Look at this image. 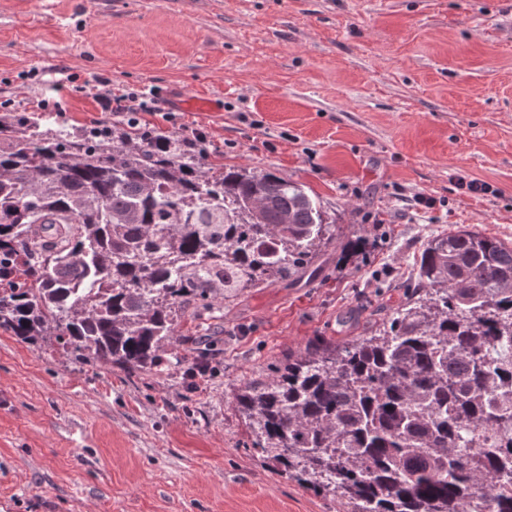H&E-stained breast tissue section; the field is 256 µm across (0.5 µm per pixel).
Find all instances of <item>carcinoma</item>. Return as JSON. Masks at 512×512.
<instances>
[{"instance_id": "obj_1", "label": "carcinoma", "mask_w": 512, "mask_h": 512, "mask_svg": "<svg viewBox=\"0 0 512 512\" xmlns=\"http://www.w3.org/2000/svg\"><path fill=\"white\" fill-rule=\"evenodd\" d=\"M305 186L204 169L179 140L0 118V330L129 374L208 366L185 315L315 277L333 239ZM379 333L322 336L240 385L252 447L346 512H512V244L429 238Z\"/></svg>"}]
</instances>
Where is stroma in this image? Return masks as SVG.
Returning <instances> with one entry per match:
<instances>
[{
  "label": "stroma",
  "instance_id": "35a3bbf8",
  "mask_svg": "<svg viewBox=\"0 0 512 512\" xmlns=\"http://www.w3.org/2000/svg\"><path fill=\"white\" fill-rule=\"evenodd\" d=\"M104 78L153 130L204 131L205 166L303 184L336 237L315 280L182 319L215 328L196 388L0 331V512H344L251 449L233 394L382 329L427 233L512 243V0H0V116L121 125ZM138 100L139 98L137 96L129 95L127 97L115 99L114 102L117 104V106L112 107L111 90H109L108 93L105 95H100V101L102 102L104 109L106 111H114L123 114H129L131 116L129 118V122L130 124L135 126H138L140 124V121L138 120L136 115L139 114L138 110L142 107V102H139L138 104H133Z\"/></svg>",
  "mask_w": 512,
  "mask_h": 512
}]
</instances>
